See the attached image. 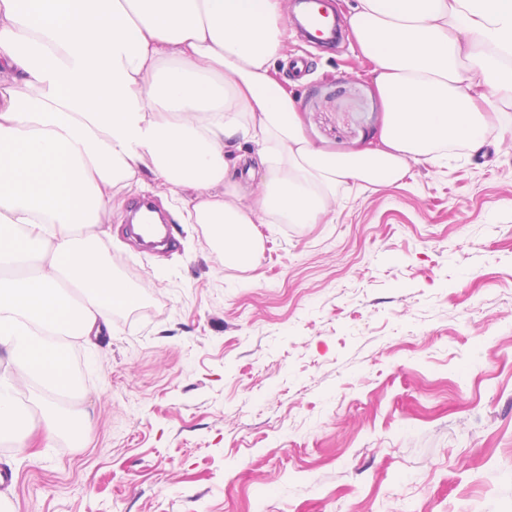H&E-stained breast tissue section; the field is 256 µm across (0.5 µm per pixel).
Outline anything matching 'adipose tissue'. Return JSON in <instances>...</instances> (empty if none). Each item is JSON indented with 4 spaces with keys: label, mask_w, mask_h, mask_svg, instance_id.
Listing matches in <instances>:
<instances>
[{
    "label": "adipose tissue",
    "mask_w": 512,
    "mask_h": 512,
    "mask_svg": "<svg viewBox=\"0 0 512 512\" xmlns=\"http://www.w3.org/2000/svg\"><path fill=\"white\" fill-rule=\"evenodd\" d=\"M285 18V0H0L1 441L81 443L88 414L51 399L77 391L69 339L141 302L105 226L142 173L220 266L243 268L258 225L334 223L339 189L399 184L512 125V0H356L385 120L348 154L305 134L275 76ZM244 143L254 190L229 176Z\"/></svg>",
    "instance_id": "adipose-tissue-1"
}]
</instances>
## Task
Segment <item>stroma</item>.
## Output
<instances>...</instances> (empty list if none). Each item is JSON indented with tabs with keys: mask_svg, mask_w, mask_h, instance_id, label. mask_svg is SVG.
<instances>
[{
	"mask_svg": "<svg viewBox=\"0 0 512 512\" xmlns=\"http://www.w3.org/2000/svg\"><path fill=\"white\" fill-rule=\"evenodd\" d=\"M310 138L373 140L384 104L351 30L288 28ZM112 213V263L144 291L71 360L81 446L0 444L13 512H512V154L416 165L331 224H262L219 267L171 201L173 246Z\"/></svg>",
	"mask_w": 512,
	"mask_h": 512,
	"instance_id": "stroma-1",
	"label": "stroma"
}]
</instances>
